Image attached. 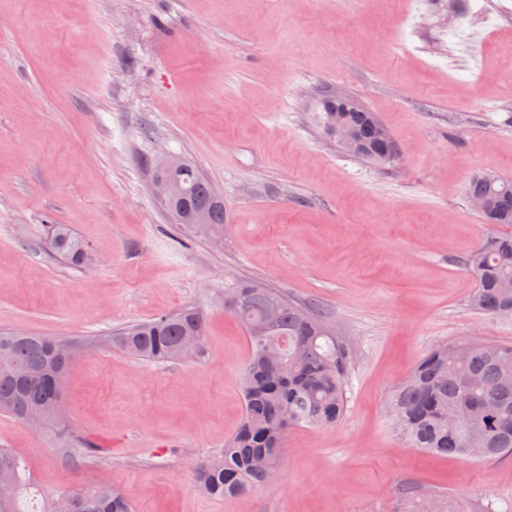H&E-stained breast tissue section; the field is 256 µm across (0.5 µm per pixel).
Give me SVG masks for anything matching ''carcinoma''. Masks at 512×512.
Wrapping results in <instances>:
<instances>
[{"label":"carcinoma","instance_id":"obj_1","mask_svg":"<svg viewBox=\"0 0 512 512\" xmlns=\"http://www.w3.org/2000/svg\"><path fill=\"white\" fill-rule=\"evenodd\" d=\"M374 113L359 106L344 113L336 141L356 134L366 151L352 154L370 163L396 154L393 141L379 140ZM155 178L171 179L182 187L165 200L180 224L224 227V200L192 164L169 160L157 164ZM470 198L486 203L487 222L512 225V179L493 171L472 178ZM50 249L74 266L89 259L87 246L68 224L47 225ZM466 269L476 280L469 305L492 318H512V235L493 234L466 257ZM244 325L249 355L243 368L245 413L237 433L224 443L218 457L203 459L194 468L198 490L213 498H231L269 485L268 474L286 466L283 443L295 426H332L347 409L346 370L351 353L336 341L324 316L281 294L243 284L230 288L224 301ZM204 315L185 308L177 313L127 327L111 341L130 355L155 363L183 357L182 343L202 342ZM54 339L23 333H0V412L25 419L39 401L54 425L61 406V385L72 358L61 355L57 383L48 378L53 362L47 345ZM387 412L400 432L419 451L442 457L495 462L512 457V345L470 338L452 346L438 345L415 364L391 392ZM12 484L0 487L7 512H54V503L38 511L27 506L32 481L22 459L0 448V471ZM73 512H131L126 496L109 485L68 494Z\"/></svg>","mask_w":512,"mask_h":512}]
</instances>
